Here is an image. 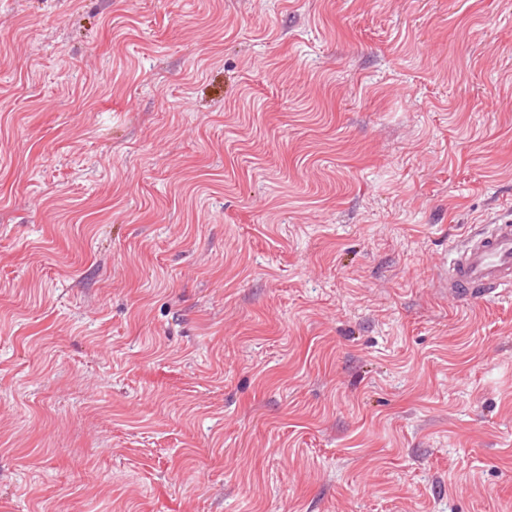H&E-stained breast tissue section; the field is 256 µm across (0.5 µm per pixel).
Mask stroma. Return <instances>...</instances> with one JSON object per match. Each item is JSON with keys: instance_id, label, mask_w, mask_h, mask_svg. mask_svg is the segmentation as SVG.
Instances as JSON below:
<instances>
[{"instance_id": "obj_1", "label": "stroma", "mask_w": 512, "mask_h": 512, "mask_svg": "<svg viewBox=\"0 0 512 512\" xmlns=\"http://www.w3.org/2000/svg\"><path fill=\"white\" fill-rule=\"evenodd\" d=\"M512 0H0V512H512ZM437 288H448V299L500 297L512 290V220L496 221L449 240L448 251L435 264Z\"/></svg>"}]
</instances>
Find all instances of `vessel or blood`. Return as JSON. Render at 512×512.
<instances>
[{"mask_svg": "<svg viewBox=\"0 0 512 512\" xmlns=\"http://www.w3.org/2000/svg\"><path fill=\"white\" fill-rule=\"evenodd\" d=\"M436 287L449 299L500 297L512 290V220L494 222L452 240L434 269Z\"/></svg>", "mask_w": 512, "mask_h": 512, "instance_id": "b4317fda", "label": "vessel or blood"}]
</instances>
